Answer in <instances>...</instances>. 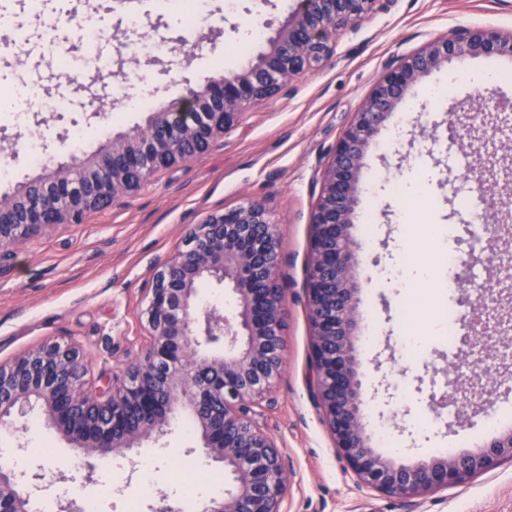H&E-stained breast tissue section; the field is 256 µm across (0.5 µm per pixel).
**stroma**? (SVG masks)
<instances>
[{"label":"stroma","instance_id":"stroma-1","mask_svg":"<svg viewBox=\"0 0 512 512\" xmlns=\"http://www.w3.org/2000/svg\"><path fill=\"white\" fill-rule=\"evenodd\" d=\"M110 0H42L31 10L28 0H0V14L11 18L0 28V92L30 83L40 91L18 125L0 126V165L9 167L7 186L48 176L49 168L28 157L32 134L48 138L60 156L69 155L60 131L79 137L78 154L97 153L114 132L143 123L147 110L117 99L113 93L119 20ZM295 0H209L208 17L196 33L197 45L183 46V65L168 70V57L153 55L141 71L151 79L155 102L181 94L182 83L200 88L220 78L222 70L245 64L263 47L243 42L252 22H283ZM54 37L77 61L89 53L106 62L104 70L77 69L60 78L57 58L44 40L47 22ZM512 31V0H396L389 12L365 20L358 30L341 32L326 65L298 78L290 90L268 105L249 110L238 125L217 139L203 156L159 172L129 197L90 213L81 224H60L32 236L0 258V363L50 341L72 342L87 355L86 386L98 390L121 373L147 344L138 316L155 260L173 253L188 228L209 213L264 201L281 226L287 257L285 278L286 364L273 397V408L258 414V425L280 447L289 470L283 512H512V461H504L464 483L430 492L410 508L396 498L357 486L334 447L310 393L312 328L305 303L307 264L312 247L311 214L332 151L359 111L385 64L414 53L428 41L456 29ZM447 71L433 72L416 94L403 102L396 118L382 129L379 149L362 170L364 194L354 235L364 261L362 319L357 343L368 391L362 414L367 433L387 427L393 458L405 463L434 455L441 448L468 451L470 438L487 433L495 416L512 412V360L492 362L472 396L471 421L460 427L435 420L426 395L417 393L414 377L444 380L446 368L467 370L468 348L448 350L432 334L439 306L430 283L409 285L400 275L408 266L430 265L433 253L419 236L420 226L407 214L420 212L427 224L453 228L444 240L457 256L471 254L468 213L452 212L448 197L458 185V157L470 168H483L486 157L476 149L461 151L442 139L424 153L423 137L431 125L452 120L456 134L469 135L474 122L485 129L499 116L492 103L477 98L475 84L458 83L441 105L430 90L447 82ZM95 100L106 117L71 124L45 103ZM419 336L425 354L411 359L404 339ZM394 386L390 407L372 389L380 377ZM186 423H177L160 441H146L136 463L98 461L99 482L82 488L69 479L82 462L72 447L31 411L12 427H0V465H45L47 491L38 500L41 512H56L57 498L96 499L99 512H125L130 498L147 500L166 492L178 512H196L181 479L183 463L198 474V487L211 496L224 492L227 480L200 454Z\"/></svg>","mask_w":512,"mask_h":512}]
</instances>
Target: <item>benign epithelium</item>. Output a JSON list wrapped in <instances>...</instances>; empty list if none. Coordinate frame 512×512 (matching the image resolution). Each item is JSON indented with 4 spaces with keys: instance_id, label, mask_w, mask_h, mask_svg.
<instances>
[{
    "instance_id": "1",
    "label": "benign epithelium",
    "mask_w": 512,
    "mask_h": 512,
    "mask_svg": "<svg viewBox=\"0 0 512 512\" xmlns=\"http://www.w3.org/2000/svg\"><path fill=\"white\" fill-rule=\"evenodd\" d=\"M395 0H298L272 27L265 48L231 75L209 81L148 114L145 126L112 136L93 158L57 159L44 147L51 174L0 193V249L57 224H81L120 196L140 190L162 170L204 155L248 109L267 103L298 77L320 70L333 55L336 33L355 30ZM480 56L512 58V33L458 29L415 53L387 62L362 109L337 141L311 217L312 254L306 307L313 330L310 392L356 484L414 503L424 495L512 461V430L476 452L433 455L402 463L375 448L362 423L364 370L357 358L362 303L359 247L353 235L361 203L360 175L379 134L421 81L444 67ZM206 281L230 287L237 316L205 304ZM512 288L493 285L485 297L498 307ZM150 338L119 376L93 393L85 387L86 358L77 347L46 343L0 363V422L37 407L84 464L72 479L91 483L95 461L132 458L146 440L164 437L190 420L198 452L221 467L230 487L201 512H282L288 476L274 439L253 420L271 408L285 367V288L280 225L263 201L216 211L186 234L183 247L159 259L144 310ZM473 325L496 359L498 338L512 321L478 312ZM428 397L438 419L448 418V394ZM43 466L24 472L0 467V512H32L45 487Z\"/></svg>"
}]
</instances>
